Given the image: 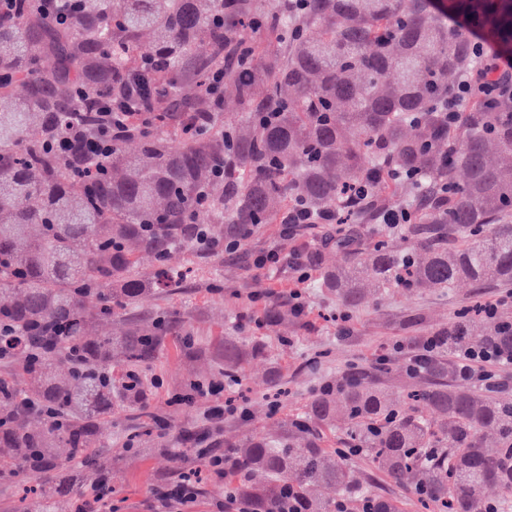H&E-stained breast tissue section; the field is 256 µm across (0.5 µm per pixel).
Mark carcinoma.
<instances>
[{
    "label": "carcinoma",
    "mask_w": 512,
    "mask_h": 512,
    "mask_svg": "<svg viewBox=\"0 0 512 512\" xmlns=\"http://www.w3.org/2000/svg\"><path fill=\"white\" fill-rule=\"evenodd\" d=\"M471 32L512 56V0H62L57 19L15 0L0 19V316L31 341L66 323L47 358L86 366L27 368L21 390L0 380V415L14 421L0 438L3 475L35 481L25 492L58 512L63 467L87 469L91 484L109 472L94 418L112 411L114 383L98 366L125 373L165 337L144 324L92 328L179 286L185 272L167 260L196 250L193 224L244 240L290 204L363 216L371 246L322 280L349 311L392 288L511 284L512 97L472 98L446 119L448 96L479 66ZM361 183L368 200L345 205ZM384 195L411 214L408 249L378 227L370 199ZM142 253L158 264L150 277L137 272ZM267 318L298 325L276 300ZM467 320L460 310L446 328H421L418 344H439L415 404L359 371L319 387L285 432L226 442L230 506L398 512L348 455L323 448L336 429L429 512H512V389L444 381L461 349L511 353L512 315L486 318L480 336ZM241 361L224 337V376ZM21 396L67 424L19 414ZM151 400L145 387L124 393L147 421Z\"/></svg>",
    "instance_id": "carcinoma-1"
}]
</instances>
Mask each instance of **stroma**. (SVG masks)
<instances>
[{"instance_id": "35a3bbf8", "label": "stroma", "mask_w": 512, "mask_h": 512, "mask_svg": "<svg viewBox=\"0 0 512 512\" xmlns=\"http://www.w3.org/2000/svg\"><path fill=\"white\" fill-rule=\"evenodd\" d=\"M280 244L278 225L269 224L233 255H179L177 263L189 271L180 288L155 291L129 314V321L163 323L190 342L140 366L147 378L160 381L152 391L151 408L167 422V429L142 436L136 414L117 406L99 423L102 442L112 450L109 483L117 512H216L224 498L223 481L209 479L205 497L168 508L154 500L152 490L161 483H177L182 473L202 465L194 441L207 429L205 404L186 403L181 396L189 381L215 379L224 365L225 337H236L244 347L263 340L267 356L245 360L239 379L226 382L225 397L246 403L250 414L226 418L223 434L210 437L217 444L227 438L248 441L280 432L289 417L307 411L314 389L324 379L354 366H371L383 355L388 358L383 364L386 383L397 390L423 386L425 377L412 379L406 373V355L414 347L418 320L444 326L458 310L499 300L504 301L505 312H512V284L489 282L480 288L463 283L422 293L396 290L378 307L347 314L320 286L322 271L342 264V252L332 246L321 249L311 280L299 285L289 267L272 271L253 265L259 251ZM297 286L309 306L306 321L286 332L260 323L265 308L251 303L252 292L268 288L281 293ZM350 463L400 512H420L413 496L369 459L356 456Z\"/></svg>"}]
</instances>
